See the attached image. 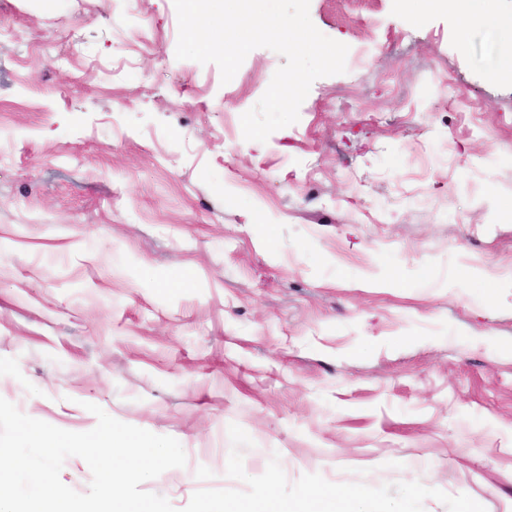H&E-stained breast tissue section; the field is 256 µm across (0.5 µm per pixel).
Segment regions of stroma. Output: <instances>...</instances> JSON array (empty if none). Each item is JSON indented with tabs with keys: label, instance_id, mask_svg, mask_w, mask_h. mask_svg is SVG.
<instances>
[{
	"label": "stroma",
	"instance_id": "1",
	"mask_svg": "<svg viewBox=\"0 0 512 512\" xmlns=\"http://www.w3.org/2000/svg\"><path fill=\"white\" fill-rule=\"evenodd\" d=\"M349 51L266 142L173 0H0V397L182 445L183 508L279 458L512 512V74L452 0H310Z\"/></svg>",
	"mask_w": 512,
	"mask_h": 512
}]
</instances>
